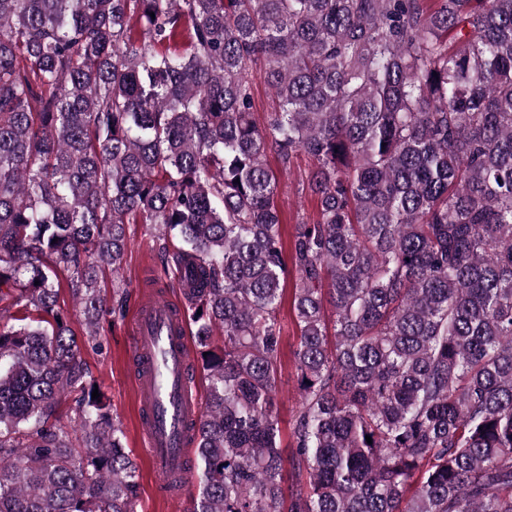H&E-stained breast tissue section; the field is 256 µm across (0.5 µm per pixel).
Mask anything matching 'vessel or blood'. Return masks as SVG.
Listing matches in <instances>:
<instances>
[{"mask_svg":"<svg viewBox=\"0 0 512 512\" xmlns=\"http://www.w3.org/2000/svg\"><path fill=\"white\" fill-rule=\"evenodd\" d=\"M131 332L148 453L162 483L179 478L176 496L183 500L192 483L188 427L201 415L190 392L191 358L184 312L170 296L141 291Z\"/></svg>","mask_w":512,"mask_h":512,"instance_id":"1","label":"vessel or blood"}]
</instances>
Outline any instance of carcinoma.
<instances>
[{
    "label": "carcinoma",
    "instance_id": "carcinoma-1",
    "mask_svg": "<svg viewBox=\"0 0 512 512\" xmlns=\"http://www.w3.org/2000/svg\"><path fill=\"white\" fill-rule=\"evenodd\" d=\"M132 224L208 379L189 512H512V0H0V512H136L59 304L102 350ZM267 163L270 169L279 177V197L277 200L284 220L283 233L285 243H287L294 232L295 219L298 213L311 219L316 218V200L312 197L301 198L294 191V183L300 172L307 168L308 160L303 154L299 155L294 166L290 170H284L275 155L269 154ZM294 274L288 276L285 283V293L279 309V317L285 325L282 339V368L277 380L276 402L278 408V422L281 434V448L284 456H288L290 443V422L297 406V376L295 370L293 350L296 348V328L294 314L290 305V291Z\"/></svg>",
    "mask_w": 512,
    "mask_h": 512
}]
</instances>
